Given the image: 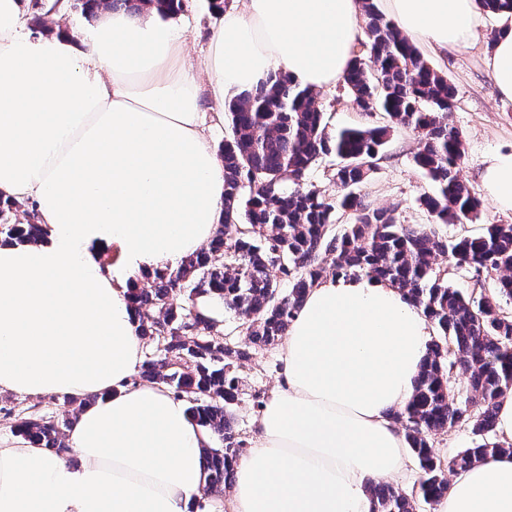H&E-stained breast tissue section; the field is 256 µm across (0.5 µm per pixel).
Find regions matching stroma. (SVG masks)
Returning a JSON list of instances; mask_svg holds the SVG:
<instances>
[{
  "instance_id": "35a3bbf8",
  "label": "stroma",
  "mask_w": 512,
  "mask_h": 512,
  "mask_svg": "<svg viewBox=\"0 0 512 512\" xmlns=\"http://www.w3.org/2000/svg\"><path fill=\"white\" fill-rule=\"evenodd\" d=\"M192 44L194 56H202L208 43L213 16L207 0H186L178 17ZM501 18L486 15L485 23L466 46L445 55L428 54L434 68L442 72L456 90L454 107L448 114L449 124L462 134L464 158L460 177L476 197H483L481 171L484 160L499 151H512V101L501 98L486 67L490 52L488 37L501 27ZM319 106L328 112L332 127H368L383 123L381 113L363 112L354 104L343 84L318 91ZM419 136L412 129L394 126L389 142L376 162L375 170L361 189L374 206L393 209L400 223L426 224L430 217L420 203L432 185L413 162ZM281 369L278 347L255 352L241 370L244 392L235 408L240 433L246 443L255 439V421L259 411L255 397H268L276 387ZM60 396L34 398L0 392V443L16 442L12 426L18 414L39 410L61 413Z\"/></svg>"
}]
</instances>
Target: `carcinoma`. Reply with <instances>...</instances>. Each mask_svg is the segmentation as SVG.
Segmentation results:
<instances>
[{
	"mask_svg": "<svg viewBox=\"0 0 512 512\" xmlns=\"http://www.w3.org/2000/svg\"><path fill=\"white\" fill-rule=\"evenodd\" d=\"M480 4L494 16L512 18V0ZM99 7L154 9L167 17L183 9V0L69 3L70 11L86 19L95 18ZM363 19L366 55L353 57L343 85L363 111H380L389 123L333 131L316 93L279 72L241 92L224 113L232 132L220 148L225 223L196 254L176 268L145 275L131 293L139 335L162 354L144 362L139 380L185 398L190 416L214 438L203 457L206 496L232 488L242 456L245 440L234 413L241 368L253 350L282 340L308 289L329 268L337 277L390 282L436 331L412 397L393 413L418 462V483L409 493L371 485L372 512H422L448 492V475L512 452L496 431L499 399L512 392V315L501 307L512 301V224H489L480 234L455 240L440 234L438 225L472 222L483 208L458 176L464 144L448 124L455 91L375 0H363ZM395 125L419 134L413 161L435 187L421 198L430 224H400L392 210L372 207L359 193ZM332 154L340 159L332 175L340 189L334 201L303 186L310 166ZM21 207L0 198L3 240L41 235L34 220L17 219ZM450 269L472 274L476 287L468 293L452 287ZM492 271L500 276L488 291L481 276ZM217 305L241 320L245 344L224 337ZM457 372L466 374L461 388L451 383ZM65 404L70 409L57 416L19 417L15 432L56 455L70 453L64 428L76 400ZM462 425L470 428L472 445L446 461L437 457L433 438Z\"/></svg>",
	"mask_w": 512,
	"mask_h": 512,
	"instance_id": "obj_1",
	"label": "carcinoma"
}]
</instances>
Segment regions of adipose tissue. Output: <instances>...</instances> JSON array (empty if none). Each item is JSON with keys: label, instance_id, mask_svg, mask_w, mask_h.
I'll return each mask as SVG.
<instances>
[{"label": "adipose tissue", "instance_id": "1", "mask_svg": "<svg viewBox=\"0 0 512 512\" xmlns=\"http://www.w3.org/2000/svg\"><path fill=\"white\" fill-rule=\"evenodd\" d=\"M436 53L466 45L478 0H385ZM36 35L30 0H0V197L32 204L43 236L0 242V390L70 395L74 459L0 445V512H196L210 433L143 363L138 278L178 266L224 222V164L209 129L229 96L281 72L340 81L362 38L359 0H230L188 62L185 30L105 11ZM486 65L512 100V29ZM489 200L512 210V151L486 158ZM430 323L390 283L327 277L280 347L281 381L235 468L230 512H371L370 483L400 475L392 418L411 398ZM94 403H87V396ZM436 512H512V455L452 477Z\"/></svg>", "mask_w": 512, "mask_h": 512}]
</instances>
